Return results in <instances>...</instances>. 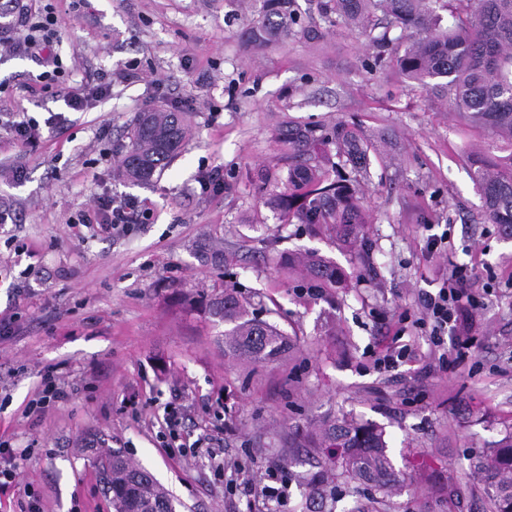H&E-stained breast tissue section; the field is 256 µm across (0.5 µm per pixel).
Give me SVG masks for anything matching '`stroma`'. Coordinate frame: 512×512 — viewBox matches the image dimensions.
<instances>
[{
	"instance_id": "35a3bbf8",
	"label": "stroma",
	"mask_w": 512,
	"mask_h": 512,
	"mask_svg": "<svg viewBox=\"0 0 512 512\" xmlns=\"http://www.w3.org/2000/svg\"><path fill=\"white\" fill-rule=\"evenodd\" d=\"M59 14L64 87L106 79V97L68 110L24 53L0 55V438L16 453V481L0 512H112L97 469L120 451L181 501L180 512H491L476 460L512 434V240L486 223L470 176L471 144L485 159L512 153L488 131L459 125L446 105L388 69L312 0H296L319 40L253 51L243 34L247 0H50ZM137 66L140 81L122 74ZM187 112L190 132L169 168L147 185L128 181L127 131L158 104ZM39 121L36 143L13 136L18 114ZM60 114L48 124L49 114ZM358 124L378 149L363 197L372 221L357 241L284 223L257 174L288 151V119ZM224 176L206 185L209 171ZM101 197L138 199L148 220L121 234L78 219ZM446 235L429 253L430 235ZM309 250L341 270L319 293L282 263ZM459 264L472 268L483 305L466 333L444 335L443 363L418 298ZM234 286L254 316L287 333L283 360L233 361L224 325L206 300ZM410 324L393 332L402 315ZM398 346L395 368L374 355ZM54 369L67 397L29 412L41 375ZM180 413L170 435V410ZM343 412L384 427L396 470L409 479L388 498L370 485L313 495L324 453L302 447L325 417ZM462 487L459 500L444 494ZM287 485L284 497L263 495Z\"/></svg>"
}]
</instances>
